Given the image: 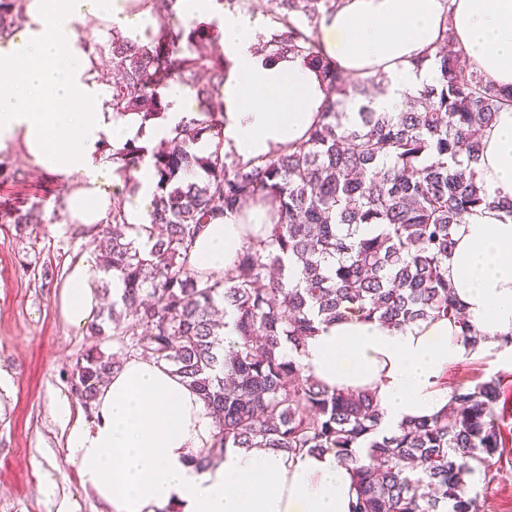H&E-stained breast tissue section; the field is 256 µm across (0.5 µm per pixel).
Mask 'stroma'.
<instances>
[{
    "label": "stroma",
    "mask_w": 512,
    "mask_h": 512,
    "mask_svg": "<svg viewBox=\"0 0 512 512\" xmlns=\"http://www.w3.org/2000/svg\"><path fill=\"white\" fill-rule=\"evenodd\" d=\"M0 162L21 176L0 184V201L39 198L53 217L49 224L0 223V512H109L81 487L66 458L68 430L55 414L66 403L72 419L91 422L72 387L73 368L91 347L114 351L111 339L69 324L59 309L70 266L93 255V235L65 223L62 180L33 171L17 153L0 155ZM499 375L507 398L505 446L471 480L484 512H512V363L483 352L450 366L444 377L455 389Z\"/></svg>",
    "instance_id": "obj_1"
}]
</instances>
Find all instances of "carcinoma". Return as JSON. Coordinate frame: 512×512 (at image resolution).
I'll return each instance as SVG.
<instances>
[{
    "instance_id": "1",
    "label": "carcinoma",
    "mask_w": 512,
    "mask_h": 512,
    "mask_svg": "<svg viewBox=\"0 0 512 512\" xmlns=\"http://www.w3.org/2000/svg\"><path fill=\"white\" fill-rule=\"evenodd\" d=\"M25 0H0V35L25 21ZM159 29L147 41L88 32L86 46L112 64V109L146 123L164 116L163 90L187 87L199 117L180 122L154 147L127 142L111 149L122 164L124 192L112 194L108 222L122 232L95 234L101 289L123 285L107 309L112 343L126 358L153 356L194 388L216 433L203 462L227 448H268L290 457L336 450L351 468L353 512H481L465 477L504 446L501 380L454 391L437 415L377 436L372 393L329 389L303 374L285 353L304 345L316 325L357 315L397 329L448 319L478 348L448 283L452 227L498 199L478 181L485 129L512 108V91L496 87L448 41L433 60L439 76L405 98L397 112L373 108L383 72L353 80L322 51L315 33L341 0H269L277 23L261 50L293 54L325 83L327 102L306 136L246 163L224 153L220 108L228 66L216 21L183 25L176 0H151ZM357 114L352 120L349 112ZM205 139L212 149L200 154ZM157 179L142 224L128 223L124 193ZM272 204L269 223L249 233L235 267L204 278L189 264L201 227L226 210ZM40 202L0 203L1 224H50ZM121 307L123 315L116 314ZM234 316L237 339L224 337L218 307ZM121 358L88 349L72 373L84 407ZM365 449L360 457L355 449Z\"/></svg>"
}]
</instances>
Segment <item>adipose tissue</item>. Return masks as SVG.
I'll list each match as a JSON object with an SVG mask.
<instances>
[{"label": "adipose tissue", "instance_id": "obj_1", "mask_svg": "<svg viewBox=\"0 0 512 512\" xmlns=\"http://www.w3.org/2000/svg\"><path fill=\"white\" fill-rule=\"evenodd\" d=\"M180 21L218 19L219 45L230 67L224 77V147L241 160L301 140L326 101L318 73L300 57L270 59L256 49L261 31L232 14L216 16L203 0H179ZM26 22L0 37V154L21 152L35 170L67 181V222L105 224L112 194L124 187L108 147L126 141L151 145L183 118L196 114L195 94L167 91L164 118L142 122L112 110V89L99 78L98 62L83 45L84 28L145 37L159 20L151 6L130 0H26ZM321 45L345 74L384 71L390 83L373 102L396 111L404 95L431 82L435 70L415 61L451 33L466 57L494 83L512 87V0H343L325 21ZM477 164L499 198L512 201V108L499 112L483 135ZM262 206L225 211L200 230L190 254L201 275L234 268L246 227L261 224ZM448 281L485 350L512 361L499 337L512 333V217L479 209L453 231ZM92 263L77 260L68 272L60 310L82 326L97 310ZM475 352L452 322L428 320L397 330L355 317L321 325L293 356L304 374L329 388L374 392L381 409L379 434L408 419L431 417L453 392L442 377L450 365ZM91 424L70 421L69 406L56 415L70 427L67 460L83 488L111 512H352L349 470L335 451L295 457L256 448H229L216 466L201 467L213 421L199 394L166 363L128 359L100 387Z\"/></svg>", "mask_w": 512, "mask_h": 512}]
</instances>
